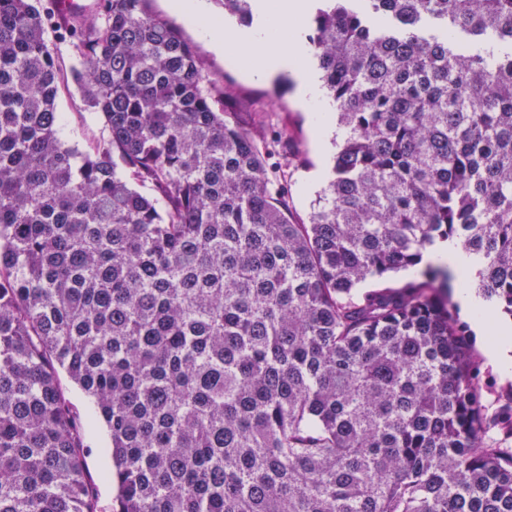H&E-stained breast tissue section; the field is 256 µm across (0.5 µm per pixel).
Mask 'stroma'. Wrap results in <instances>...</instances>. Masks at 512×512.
Masks as SVG:
<instances>
[{
    "mask_svg": "<svg viewBox=\"0 0 512 512\" xmlns=\"http://www.w3.org/2000/svg\"><path fill=\"white\" fill-rule=\"evenodd\" d=\"M152 9L181 28L184 37L193 45L197 56L211 79L216 82H228L236 90L238 98L257 100L269 93H277L280 107L274 117L277 129L288 133L294 145L303 152L305 162L293 171L288 183V191L293 203L294 213L306 217L311 211L321 185H308L311 173L329 171L336 152L335 139L317 143L308 112L300 105L296 83L291 73L280 72L258 80L248 76L228 56L217 55L211 45L202 39L195 26L180 15L176 0H151ZM57 110L62 115L58 136L69 147L87 148L104 130L102 117L90 109L76 86L62 89L57 99ZM473 350L479 365V379L482 401L488 412L500 408L507 393L512 392V378H503L488 362L486 342L472 339ZM60 387L71 402L80 419L87 424L85 433L86 467L98 493L99 512H112V499L116 489L106 477L112 466L109 453V434L96 414L92 398L80 390L67 375H60Z\"/></svg>",
    "mask_w": 512,
    "mask_h": 512,
    "instance_id": "stroma-1",
    "label": "stroma"
}]
</instances>
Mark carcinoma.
<instances>
[{"label":"carcinoma","instance_id":"carcinoma-1","mask_svg":"<svg viewBox=\"0 0 512 512\" xmlns=\"http://www.w3.org/2000/svg\"><path fill=\"white\" fill-rule=\"evenodd\" d=\"M40 2L0 0V512H98L60 369L108 429L112 512H512V402L484 412L453 271L355 291L451 238L512 316V0H324L345 137L302 221L301 152L150 0ZM50 29L104 122L85 152Z\"/></svg>","mask_w":512,"mask_h":512}]
</instances>
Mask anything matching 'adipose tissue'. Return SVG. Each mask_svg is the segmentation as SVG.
I'll use <instances>...</instances> for the list:
<instances>
[{"mask_svg":"<svg viewBox=\"0 0 512 512\" xmlns=\"http://www.w3.org/2000/svg\"><path fill=\"white\" fill-rule=\"evenodd\" d=\"M178 8L187 21L210 39L217 53L236 52L244 69L254 78L263 79L282 70L293 72L299 99L310 114L316 138H324L331 131L332 107L308 64L310 48L305 28L309 0H255V20L247 27L212 17L206 0H180ZM420 264L455 268L459 281L456 299L477 336H486V305L470 286L474 270L460 245L452 239L436 242L423 251Z\"/></svg>","mask_w":512,"mask_h":512,"instance_id":"adipose-tissue-1","label":"adipose tissue"}]
</instances>
